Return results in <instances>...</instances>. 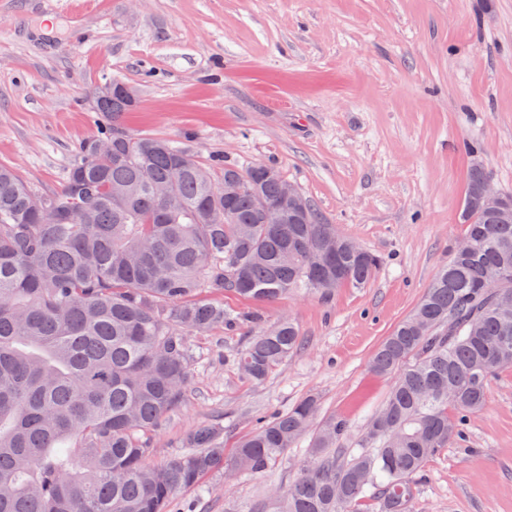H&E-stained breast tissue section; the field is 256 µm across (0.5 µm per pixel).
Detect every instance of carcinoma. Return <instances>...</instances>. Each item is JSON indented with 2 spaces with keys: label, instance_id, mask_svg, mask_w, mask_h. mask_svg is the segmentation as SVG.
Returning <instances> with one entry per match:
<instances>
[{
  "label": "carcinoma",
  "instance_id": "1",
  "mask_svg": "<svg viewBox=\"0 0 512 512\" xmlns=\"http://www.w3.org/2000/svg\"><path fill=\"white\" fill-rule=\"evenodd\" d=\"M135 102L97 92L98 134L75 147L61 188L38 195L0 165V512H176L177 492L218 470L260 475L311 436L296 477L245 512H411L425 462L463 439L488 385L512 368V222L479 203L470 169L461 251L370 359L396 375L355 448L344 420L314 430L313 396L270 417L224 453L203 426L184 451L148 463L154 432L192 381L187 336L258 318L202 299L268 303L296 290L360 288L381 257L307 216L264 224L256 193L281 196L275 168L201 162L155 137L116 136ZM237 189L224 199V183ZM302 342L291 318L260 329L235 358L254 384Z\"/></svg>",
  "mask_w": 512,
  "mask_h": 512
}]
</instances>
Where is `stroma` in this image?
Instances as JSON below:
<instances>
[{
    "instance_id": "stroma-1",
    "label": "stroma",
    "mask_w": 512,
    "mask_h": 512,
    "mask_svg": "<svg viewBox=\"0 0 512 512\" xmlns=\"http://www.w3.org/2000/svg\"><path fill=\"white\" fill-rule=\"evenodd\" d=\"M119 81L132 134L181 143L201 161L277 167L338 233L382 256L363 288L298 291L257 306L290 317L303 344L260 384L234 358L251 330L190 337L193 380L149 461L190 431L226 427L225 448L261 413L308 396L344 419L351 448L392 385L369 360L409 316L451 248L467 174L512 195V0H0V163L58 190L75 145L95 134L98 87ZM307 441L255 476L216 472L198 512H244L294 477ZM412 512H512V370L496 374L465 441L430 458Z\"/></svg>"
}]
</instances>
